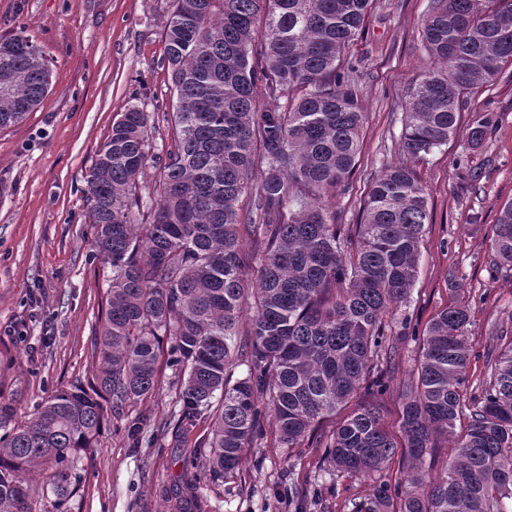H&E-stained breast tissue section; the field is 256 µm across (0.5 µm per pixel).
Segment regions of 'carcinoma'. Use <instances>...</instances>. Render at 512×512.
Masks as SVG:
<instances>
[{"label":"carcinoma","mask_w":512,"mask_h":512,"mask_svg":"<svg viewBox=\"0 0 512 512\" xmlns=\"http://www.w3.org/2000/svg\"><path fill=\"white\" fill-rule=\"evenodd\" d=\"M171 2L162 41L174 148L154 160L153 198L140 187L152 125L138 105L113 122L83 176L94 256L112 267L100 370L0 435V512H26L24 474L37 464L53 469L58 497L71 494L70 459L155 391L163 338L177 428L212 421L195 465L216 485L256 444L262 402L280 447L312 440L333 470L378 475L352 512H512V342L464 406L468 305L450 303L414 335L403 443L370 402L404 339L381 319L410 301L430 222L406 164L372 182L360 223L338 224L332 209L350 188L365 119L358 70L343 54L373 0ZM422 46L429 63L406 90L398 141L412 159L447 144L469 91L512 63V0H430ZM49 77L25 35L0 38V129L36 107ZM259 94L275 105L258 108ZM491 123L476 118L473 144ZM492 251V265L512 267V200ZM359 392L364 402L336 421ZM438 437L452 440L454 456L428 479L422 465ZM399 447L407 472L392 482L383 470Z\"/></svg>","instance_id":"carcinoma-1"}]
</instances>
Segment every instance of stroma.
I'll use <instances>...</instances> for the list:
<instances>
[{
    "label": "stroma",
    "instance_id": "35a3bbf8",
    "mask_svg": "<svg viewBox=\"0 0 512 512\" xmlns=\"http://www.w3.org/2000/svg\"><path fill=\"white\" fill-rule=\"evenodd\" d=\"M429 0H374L346 58L362 76L366 114L362 151L350 193L333 204L339 223H359L373 178L409 163L428 194L431 220L421 240L419 275L402 318L425 327L449 303L468 304L470 380L484 377L486 359L512 330V271L489 264L494 227L512 200V65L496 82L474 89L447 145L410 162L398 153L400 101L427 64L421 46ZM171 0H0V37L25 32L49 59L51 87L33 112L0 130V407L25 421L38 404L73 384H89L99 364L112 278L94 259L83 175L118 114L139 102L151 115L153 151L173 145L166 114L171 80L161 32ZM491 116L481 145L469 131L476 115ZM418 346L400 344L390 387L379 396L382 425L400 439L401 385ZM174 373L158 364L156 391L132 404L143 417L139 448L108 423L93 453L71 465L72 493L59 500L48 470L28 471L30 512H351L371 480L329 475L319 448H280L271 419L261 446L218 485L195 479L193 451L206 423L178 431Z\"/></svg>",
    "mask_w": 512,
    "mask_h": 512
}]
</instances>
